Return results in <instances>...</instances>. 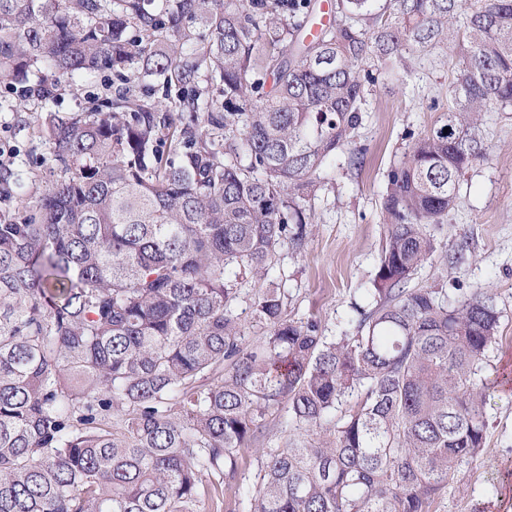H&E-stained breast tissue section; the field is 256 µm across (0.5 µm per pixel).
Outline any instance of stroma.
Masks as SVG:
<instances>
[{"mask_svg":"<svg viewBox=\"0 0 512 512\" xmlns=\"http://www.w3.org/2000/svg\"><path fill=\"white\" fill-rule=\"evenodd\" d=\"M454 62L450 43L413 55L407 69L386 77L367 96L352 144L321 170L322 187L310 201L314 224L305 250L282 252L268 276L288 291L285 318L316 320L321 335L331 339L355 331L358 307L373 301L388 171L402 159L408 133H422L447 110ZM119 86L106 71L76 88H62L54 98L33 96L22 103L0 88V145L9 151L0 165L13 172L9 181H0V211L23 206L53 178L43 163L49 154L40 134L46 115L70 117L94 100L113 96ZM484 140L488 154L461 178L459 205L443 230L454 249L463 251L464 262L436 253L412 281L416 287L446 289L452 301L480 289L490 292L501 312L499 340L485 364L486 373L499 380L486 407L485 448L460 468L440 512H512V112L488 113ZM360 148L365 154L358 164L354 158ZM293 436L285 408H269L261 434L237 450L235 483L241 491L252 490L265 450L286 447Z\"/></svg>","mask_w":512,"mask_h":512,"instance_id":"35a3bbf8","label":"stroma"}]
</instances>
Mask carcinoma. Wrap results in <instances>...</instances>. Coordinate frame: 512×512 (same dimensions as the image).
Listing matches in <instances>:
<instances>
[{"mask_svg": "<svg viewBox=\"0 0 512 512\" xmlns=\"http://www.w3.org/2000/svg\"><path fill=\"white\" fill-rule=\"evenodd\" d=\"M0 0V86L23 102L103 71L115 96L46 116L60 175L0 212V512H235L224 478L272 406L310 431L261 459L249 512H437L484 448L495 297L413 276L461 176L512 112V0ZM459 36L448 111L387 174L374 304L354 334L238 284L307 245L308 198L407 55ZM154 80L165 115L140 85ZM242 288V294L237 305V313L239 314L241 323L244 326L245 336H247L248 340L254 342L262 336H265L266 328L261 323H256L251 317L247 294H251L253 291V285L247 283Z\"/></svg>", "mask_w": 512, "mask_h": 512, "instance_id": "obj_1", "label": "carcinoma"}]
</instances>
